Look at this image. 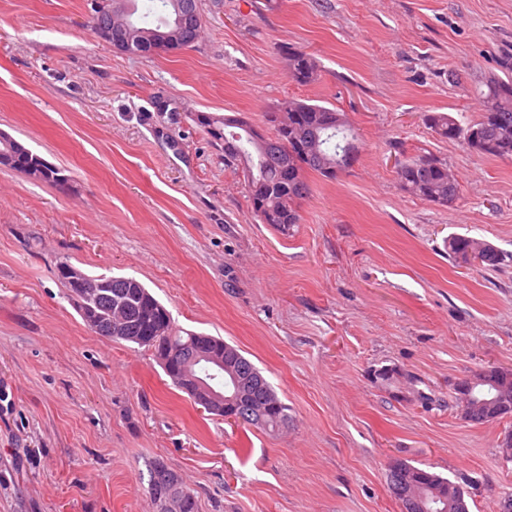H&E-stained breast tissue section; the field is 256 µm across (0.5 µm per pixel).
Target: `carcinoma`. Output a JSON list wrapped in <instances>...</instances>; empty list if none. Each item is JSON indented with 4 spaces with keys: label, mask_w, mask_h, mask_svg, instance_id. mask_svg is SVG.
Returning <instances> with one entry per match:
<instances>
[{
    "label": "carcinoma",
    "mask_w": 512,
    "mask_h": 512,
    "mask_svg": "<svg viewBox=\"0 0 512 512\" xmlns=\"http://www.w3.org/2000/svg\"><path fill=\"white\" fill-rule=\"evenodd\" d=\"M169 7L171 19L157 25L140 21L124 22V12L112 11V28L128 26L132 49L140 54L173 53L183 49L191 38L199 42L201 31L188 27L192 15L200 11L199 0H161ZM284 61L288 77L301 85L316 82L320 67L316 58L301 48H287ZM269 132L258 138L250 133L253 125L243 116L215 115L201 118V125L212 137L224 140V158L243 165L253 211L260 221L286 233L300 223L299 201L308 194L305 174L324 177L350 168L348 151L355 149L347 139L344 115L332 108L300 100L282 102L265 115ZM423 123L437 135L460 140L487 157L512 159V77H492L482 95L480 118L463 127L445 113H425ZM398 177L407 193L446 206L458 196V184L446 165L432 156H416L400 164ZM448 256L458 263L470 252L484 255L482 267L494 268L503 255L493 245L464 235L446 240ZM111 287L90 307L78 311L94 333L117 341L148 347L166 375L186 389L172 373L170 350L187 345L204 347L224 354L225 364L245 383L240 398L217 406L212 413L227 421L276 432L288 426V407L272 386L237 348L223 339L204 333L183 331L171 320L167 309L133 277L109 276ZM469 421L481 424L489 415L512 417V377L487 396L474 395ZM166 463L154 458L147 464V493L166 512H199L198 499ZM387 488L406 512H469V493L449 478L426 468L394 458L388 464Z\"/></svg>",
    "instance_id": "cac0c4a2"
}]
</instances>
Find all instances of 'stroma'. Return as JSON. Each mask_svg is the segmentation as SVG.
<instances>
[{
	"mask_svg": "<svg viewBox=\"0 0 512 512\" xmlns=\"http://www.w3.org/2000/svg\"><path fill=\"white\" fill-rule=\"evenodd\" d=\"M91 0H0V132L65 171L70 191L0 167V512H157L160 458L199 512H401L391 459L462 478L470 512L512 492V418L464 420L455 386L512 370V160L428 129L478 118L512 56V0H201L195 47L139 56L94 31ZM320 64L291 80L283 52ZM287 99L343 113L348 170L311 172L301 221L255 215L240 166L200 126L265 129ZM458 182L440 206L400 160ZM497 269L449 258L450 234ZM139 280L184 329L238 347L287 404V428L229 425L151 350L90 331L57 277ZM284 61L289 78L298 84L308 85L319 79V64L316 58L305 50L288 47L284 52ZM398 177L407 193L442 206L458 196V184L446 165L432 156H416L400 164ZM448 256L458 263H464L469 252H481L484 255L485 269L497 267L504 261L502 253L492 244L464 235H451L446 240Z\"/></svg>",
	"mask_w": 512,
	"mask_h": 512,
	"instance_id": "stroma-1",
	"label": "stroma"
}]
</instances>
